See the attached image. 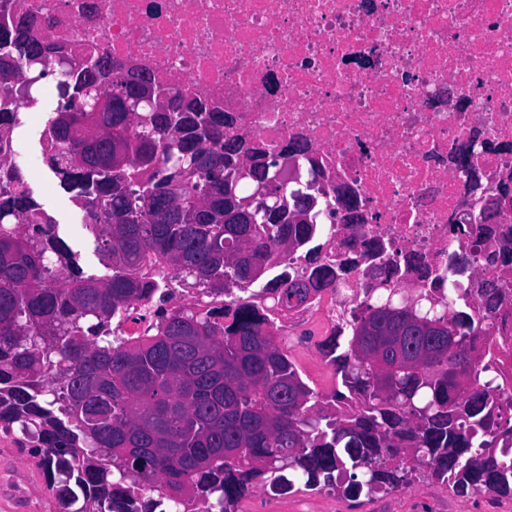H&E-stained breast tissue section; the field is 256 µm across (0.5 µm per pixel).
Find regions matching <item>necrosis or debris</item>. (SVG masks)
Listing matches in <instances>:
<instances>
[{
	"label": "necrosis or debris",
	"mask_w": 512,
	"mask_h": 512,
	"mask_svg": "<svg viewBox=\"0 0 512 512\" xmlns=\"http://www.w3.org/2000/svg\"><path fill=\"white\" fill-rule=\"evenodd\" d=\"M46 36L111 64L142 67L232 117L235 134L304 152L293 187L352 197L380 256L338 225L323 256L355 266L345 282L277 322L282 343L334 338L354 295L377 279L408 291L425 267L467 256L472 275L512 283V0H8ZM495 235L456 237L462 214Z\"/></svg>",
	"instance_id": "4bbe7bcc"
}]
</instances>
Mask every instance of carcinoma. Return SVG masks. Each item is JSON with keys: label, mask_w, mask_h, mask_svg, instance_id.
Wrapping results in <instances>:
<instances>
[{"label": "carcinoma", "mask_w": 512, "mask_h": 512, "mask_svg": "<svg viewBox=\"0 0 512 512\" xmlns=\"http://www.w3.org/2000/svg\"><path fill=\"white\" fill-rule=\"evenodd\" d=\"M0 141L38 80L59 100L44 164L83 211L102 267L88 271L27 186L0 162V432L26 439L59 512H237L267 484L395 492L422 473L462 497L512 499V365L483 322L512 289L461 292L427 270L407 299L381 288L320 353L334 388L310 387L274 321L241 300L302 250L273 310L294 309L352 269L315 264L327 223L288 193L277 157L224 128L200 97L92 112L90 89L118 84L105 57L75 55L37 22L0 18ZM69 113H64V110ZM231 181L234 199L224 197ZM171 288L189 304L166 308ZM151 304L139 336L121 319Z\"/></svg>", "instance_id": "cac0c4a2"}]
</instances>
